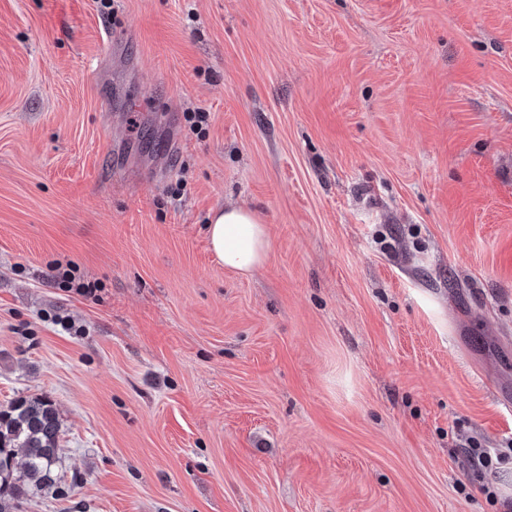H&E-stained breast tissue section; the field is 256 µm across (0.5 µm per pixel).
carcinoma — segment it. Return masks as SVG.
I'll list each match as a JSON object with an SVG mask.
<instances>
[{
    "label": "carcinoma",
    "instance_id": "obj_1",
    "mask_svg": "<svg viewBox=\"0 0 512 512\" xmlns=\"http://www.w3.org/2000/svg\"><path fill=\"white\" fill-rule=\"evenodd\" d=\"M60 423L55 405L45 398L21 399L0 410V512L61 482ZM24 451L16 462L15 449Z\"/></svg>",
    "mask_w": 512,
    "mask_h": 512
}]
</instances>
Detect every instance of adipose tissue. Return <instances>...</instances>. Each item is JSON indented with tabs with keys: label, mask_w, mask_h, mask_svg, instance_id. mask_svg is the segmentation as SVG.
<instances>
[{
	"label": "adipose tissue",
	"mask_w": 512,
	"mask_h": 512,
	"mask_svg": "<svg viewBox=\"0 0 512 512\" xmlns=\"http://www.w3.org/2000/svg\"><path fill=\"white\" fill-rule=\"evenodd\" d=\"M207 233L211 247L225 268L250 273L261 267L267 257L270 240L265 225L244 208L218 211Z\"/></svg>",
	"instance_id": "adipose-tissue-1"
}]
</instances>
